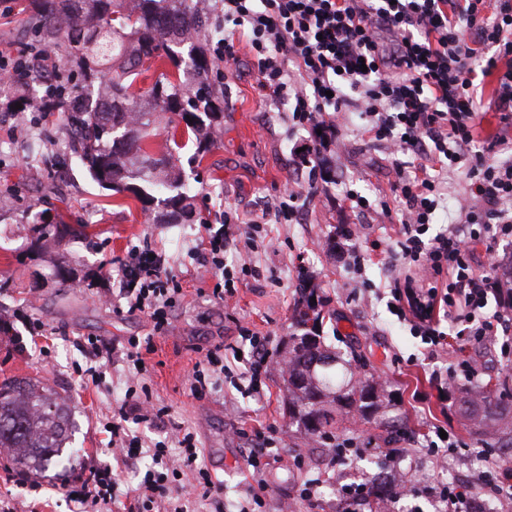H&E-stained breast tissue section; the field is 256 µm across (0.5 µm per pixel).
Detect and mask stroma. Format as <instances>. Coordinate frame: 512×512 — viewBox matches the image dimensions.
<instances>
[{
  "mask_svg": "<svg viewBox=\"0 0 512 512\" xmlns=\"http://www.w3.org/2000/svg\"><path fill=\"white\" fill-rule=\"evenodd\" d=\"M30 0H0V50L36 45L40 37L29 23ZM238 62L230 72L215 69L210 80L224 91V118L215 142L201 159L194 146L175 148L170 140V113L157 112L149 128L153 157H171L191 188V216L178 224L157 223L167 207L162 199L142 204L132 193L101 188L79 157L72 155L57 113L31 125L30 119L47 95L36 81L29 91L0 93V316L12 319L23 339L42 328L48 354L38 347H15L0 334V381L39 380L69 403L77 429L70 444L69 477L96 465H111L108 435L102 429L127 389H148L157 406L168 407V423L158 429L137 425L144 445L189 432L201 450L202 463L223 482L214 498L193 503L194 512H237L251 477L248 450L257 432L270 431L272 453L281 457L267 480L268 512H338L339 484L382 482L385 447H403L402 433L425 440L434 426L447 429L457 446L442 460L417 453L400 464L411 486L426 481L448 482L452 471L468 481L503 466L505 442L487 447L461 414L468 387L459 380L438 389L435 373H447L451 356L430 358L426 344L408 322L388 306L389 278L385 264L397 235L391 215L400 207L392 195L401 170L380 143L359 133L358 113L344 126L317 169L301 163L297 150L310 141L311 130L294 124L291 113L260 98L249 65V47L237 42ZM19 102L16 114L7 102ZM330 175L316 194H306L310 173ZM303 195L297 224H264L257 246L228 248L224 266L237 283L234 297L215 298L212 276H200L193 249L220 229L225 211L247 222L278 199L286 184ZM366 197L368 211L351 209L346 191ZM67 224L64 237H42L45 224ZM362 226L366 238L345 239L342 228ZM154 242L165 249L183 297L165 334L153 331L144 314L129 315L99 302V295L116 291L121 279L119 258ZM379 249H371V241ZM317 286L320 308L332 314L324 333L333 346L355 347L362 372L384 383L391 408L388 418L373 416L351 430H337V440L350 437L363 446L360 457L327 467L335 454L331 445L310 439L292 424L283 379L270 369L259 395L236 392L217 381L202 397L190 391L194 364L216 349L248 350L245 331L270 338L273 351L285 350L296 334L293 308L301 296L300 277ZM96 336L107 345L122 346L130 337H151L154 350L145 354L142 372L127 364L108 368L99 384L83 383L75 366H89L80 350L84 339ZM6 454L0 452V512H25L37 502V512H70L72 505L56 471L39 474L36 493L6 481ZM321 480L314 501L298 495L299 484Z\"/></svg>",
  "mask_w": 512,
  "mask_h": 512,
  "instance_id": "obj_1",
  "label": "stroma"
}]
</instances>
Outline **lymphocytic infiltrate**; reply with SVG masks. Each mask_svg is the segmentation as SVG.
<instances>
[{
	"instance_id": "1",
	"label": "lymphocytic infiltrate",
	"mask_w": 512,
	"mask_h": 512,
	"mask_svg": "<svg viewBox=\"0 0 512 512\" xmlns=\"http://www.w3.org/2000/svg\"><path fill=\"white\" fill-rule=\"evenodd\" d=\"M226 29L213 54L225 68L237 60L236 36L249 47L257 84L266 101L283 104L295 123L315 135L303 161L318 166L347 113H359L370 139L390 143L411 168L394 185L403 207L395 216L398 241L389 252L394 282L390 302L398 317L413 324L433 355L455 349L450 370L472 380L478 371L470 348L499 341L502 359L512 358V300L490 271L474 267L471 245L486 224L512 236V147L507 136L478 139L475 120L482 106L485 78L496 80L495 109L512 126V0H221ZM392 38L384 49L381 33ZM45 71L59 66L48 50L31 47L0 51V75L11 88H23L21 73L30 63ZM467 169L469 193L448 213L447 232L429 235L441 202L445 168ZM170 259L144 243L122 259L117 294L128 313L150 317L155 332L167 331L169 313L182 295ZM499 308L487 313L489 298ZM456 327L447 335L443 322ZM242 376L248 391L262 387L273 361L268 338L252 335ZM166 408L154 407L127 390L112 414V455L133 465L142 454L134 424L165 422ZM170 457L165 442L151 450L155 465L134 488L127 512H188L190 499L170 500L172 485H188L193 498L207 500L219 486L201 460L192 433ZM111 468L92 467L63 488L76 512H101L117 497Z\"/></svg>"
}]
</instances>
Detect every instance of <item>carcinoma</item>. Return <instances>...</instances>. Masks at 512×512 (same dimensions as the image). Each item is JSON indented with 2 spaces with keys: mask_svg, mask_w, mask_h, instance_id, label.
Wrapping results in <instances>:
<instances>
[{
  "mask_svg": "<svg viewBox=\"0 0 512 512\" xmlns=\"http://www.w3.org/2000/svg\"><path fill=\"white\" fill-rule=\"evenodd\" d=\"M35 13L30 24L42 40L54 44L62 40L82 44V49L104 62L106 70L90 66L86 57L78 63L79 73L69 69L49 90L45 110L57 109L59 98L71 100L60 113L71 148L89 168L93 179L116 193L131 191L143 203L154 196L136 187L141 180L157 191H167L165 199L172 211L160 219L177 224L192 213L185 184L172 179L171 168L159 167V160L143 143L150 132L149 113L137 109L140 98L151 100L161 112L180 117L185 128L181 136L196 141L205 151L213 124L224 115L208 80L210 61L202 50L192 52L184 63L171 45L205 33V20L191 12L186 0H33ZM117 18H112V15ZM168 59L185 74L195 76V84L167 75L134 95L130 89L148 71L146 64ZM99 77L104 96L96 101L84 98L86 83ZM315 286L304 280L301 300L294 309L299 327H317L326 318L311 301ZM325 349L336 357L329 367H311L316 352ZM354 352H342L324 343L313 331L290 337L282 358V376L287 385L289 414L306 434L320 440L333 437L334 415L358 413L363 419L383 405L382 388L373 377L357 373ZM512 387L508 380L498 386L468 393L473 406L469 418L484 435H498L503 412L500 401ZM75 432L69 406L52 388L31 380H5L0 383V448L9 449L13 462L28 474L50 467L65 468L66 449Z\"/></svg>",
  "mask_w": 512,
  "mask_h": 512,
  "instance_id": "1",
  "label": "carcinoma"
}]
</instances>
